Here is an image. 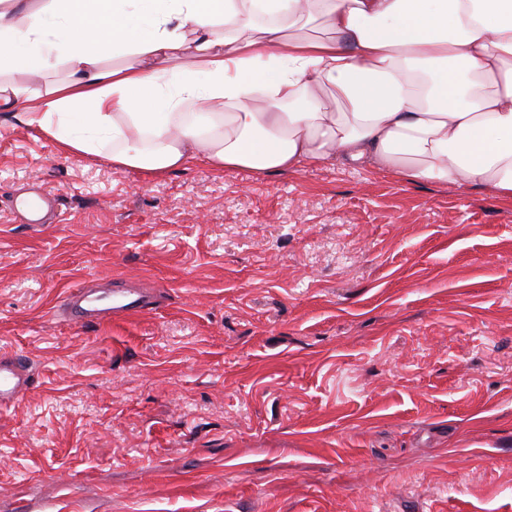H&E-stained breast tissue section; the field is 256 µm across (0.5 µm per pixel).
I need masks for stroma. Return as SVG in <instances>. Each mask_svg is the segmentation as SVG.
Here are the masks:
<instances>
[{
  "instance_id": "obj_1",
  "label": "stroma",
  "mask_w": 512,
  "mask_h": 512,
  "mask_svg": "<svg viewBox=\"0 0 512 512\" xmlns=\"http://www.w3.org/2000/svg\"><path fill=\"white\" fill-rule=\"evenodd\" d=\"M59 221H16L14 195ZM153 310L76 324L85 280ZM0 512H512V205L343 162L152 177L0 115ZM32 382L33 374L26 358L0 354V410L20 401L30 390Z\"/></svg>"
}]
</instances>
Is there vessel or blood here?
I'll return each mask as SVG.
<instances>
[{"instance_id": "b4317fda", "label": "vessel or blood", "mask_w": 512, "mask_h": 512, "mask_svg": "<svg viewBox=\"0 0 512 512\" xmlns=\"http://www.w3.org/2000/svg\"><path fill=\"white\" fill-rule=\"evenodd\" d=\"M147 306L141 291L132 288L113 290L111 295L90 292L70 294L64 302L66 314L74 321L102 323L143 312ZM33 374L26 358L0 354V410L20 401L30 390Z\"/></svg>"}]
</instances>
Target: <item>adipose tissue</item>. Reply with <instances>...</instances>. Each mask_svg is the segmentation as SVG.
Here are the masks:
<instances>
[{
	"label": "adipose tissue",
	"instance_id": "obj_1",
	"mask_svg": "<svg viewBox=\"0 0 512 512\" xmlns=\"http://www.w3.org/2000/svg\"><path fill=\"white\" fill-rule=\"evenodd\" d=\"M0 112L149 175L341 160L511 204L512 0H0Z\"/></svg>",
	"mask_w": 512,
	"mask_h": 512
}]
</instances>
